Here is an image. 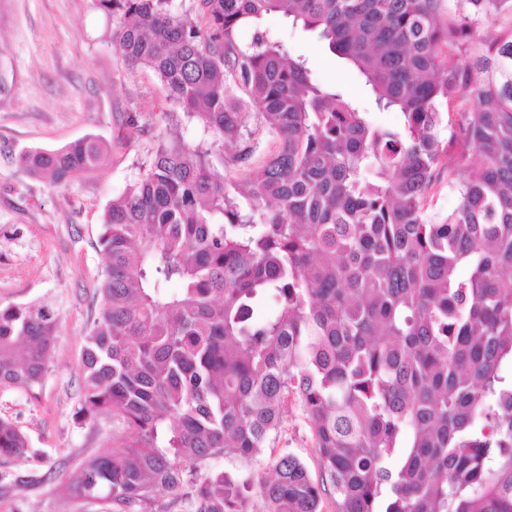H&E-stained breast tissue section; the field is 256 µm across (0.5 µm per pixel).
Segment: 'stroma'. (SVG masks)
I'll return each instance as SVG.
<instances>
[{
	"mask_svg": "<svg viewBox=\"0 0 512 512\" xmlns=\"http://www.w3.org/2000/svg\"><path fill=\"white\" fill-rule=\"evenodd\" d=\"M267 27L307 58L324 83L367 102L359 73L316 33L278 15ZM112 18L96 0H0V306L43 302L60 314L58 340L38 399L0 386V418L31 442L27 456L0 461V512H78L61 490L112 437V420L81 424L84 338L107 264L97 246L102 215L159 141L209 142L198 119L173 105L156 76L128 72L112 47ZM94 136L108 147L94 174L55 185L15 162L22 149H58ZM277 449L313 480L323 469L310 426L288 401Z\"/></svg>",
	"mask_w": 512,
	"mask_h": 512,
	"instance_id": "obj_1",
	"label": "stroma"
}]
</instances>
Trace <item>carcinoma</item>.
<instances>
[{
    "label": "carcinoma",
    "instance_id": "cac0c4a2",
    "mask_svg": "<svg viewBox=\"0 0 512 512\" xmlns=\"http://www.w3.org/2000/svg\"><path fill=\"white\" fill-rule=\"evenodd\" d=\"M98 4L127 67L152 71L237 176L161 141L105 210L75 417L115 428L68 496L82 512H251L253 489L260 512H322L325 492L336 512H512V0ZM270 14L316 32L401 124L320 82ZM258 130L274 150L257 164ZM106 152L86 137L17 162L60 184ZM440 181L458 195L446 215ZM59 320L0 306L1 386L38 397ZM290 395L324 484L286 449L260 456ZM30 449L0 419V459ZM212 465L216 468L223 469L224 471L237 473L244 478L250 479L254 483L258 478V468L255 464L243 459L233 457L224 458L223 456L213 460Z\"/></svg>",
    "mask_w": 512,
    "mask_h": 512
}]
</instances>
